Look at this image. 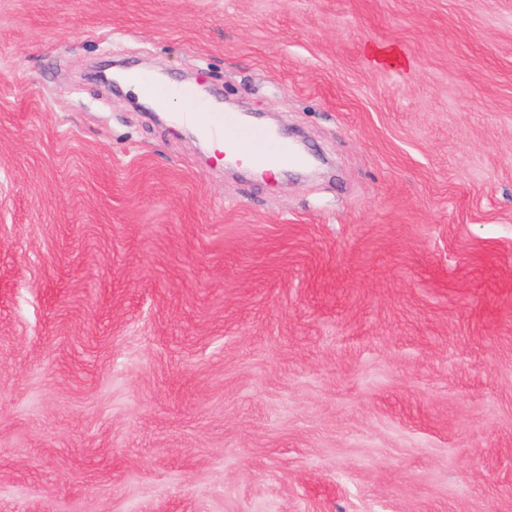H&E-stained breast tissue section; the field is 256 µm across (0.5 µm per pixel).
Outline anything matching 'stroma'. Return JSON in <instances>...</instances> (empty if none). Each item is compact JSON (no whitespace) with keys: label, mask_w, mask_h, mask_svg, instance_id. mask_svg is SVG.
Returning a JSON list of instances; mask_svg holds the SVG:
<instances>
[{"label":"stroma","mask_w":512,"mask_h":512,"mask_svg":"<svg viewBox=\"0 0 512 512\" xmlns=\"http://www.w3.org/2000/svg\"><path fill=\"white\" fill-rule=\"evenodd\" d=\"M0 512H512V0H0ZM130 77L162 105L173 94L188 99L190 107L187 112H179V118L193 122L206 138L224 140V143L215 142V148L219 151L225 148L228 154H236L241 147H248L249 162L262 171L274 165L305 168L310 164L308 155L296 151L292 144L270 128L255 127L245 122L236 112H221L216 106H204L196 99L193 91L162 87L150 76L142 74L132 73Z\"/></svg>","instance_id":"35a3bbf8"}]
</instances>
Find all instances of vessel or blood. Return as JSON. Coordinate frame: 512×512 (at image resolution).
Masks as SVG:
<instances>
[{"instance_id": "vessel-or-blood-1", "label": "vessel or blood", "mask_w": 512, "mask_h": 512, "mask_svg": "<svg viewBox=\"0 0 512 512\" xmlns=\"http://www.w3.org/2000/svg\"><path fill=\"white\" fill-rule=\"evenodd\" d=\"M179 93L190 102L189 109L183 114L184 119L199 127L206 138L223 140L228 153L234 154L241 147H248L250 163L260 170L274 165L293 168L309 166V156L296 151L276 131L255 127L237 113L202 105L193 91L185 89Z\"/></svg>"}]
</instances>
